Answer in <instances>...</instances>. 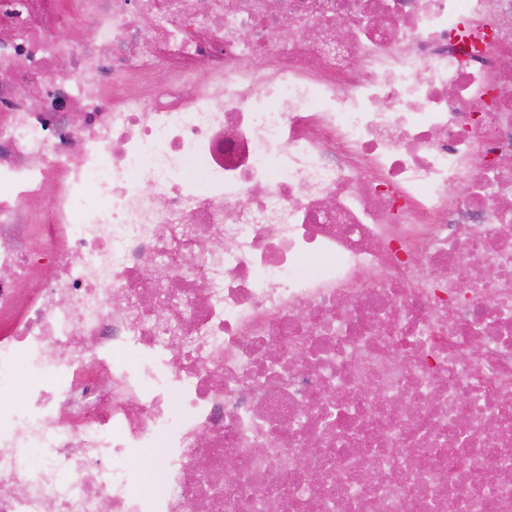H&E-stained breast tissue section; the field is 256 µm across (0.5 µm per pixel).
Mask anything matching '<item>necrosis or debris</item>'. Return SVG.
<instances>
[{
  "instance_id": "necrosis-or-debris-1",
  "label": "necrosis or debris",
  "mask_w": 512,
  "mask_h": 512,
  "mask_svg": "<svg viewBox=\"0 0 512 512\" xmlns=\"http://www.w3.org/2000/svg\"><path fill=\"white\" fill-rule=\"evenodd\" d=\"M1 66L0 512H512V0H0Z\"/></svg>"
}]
</instances>
